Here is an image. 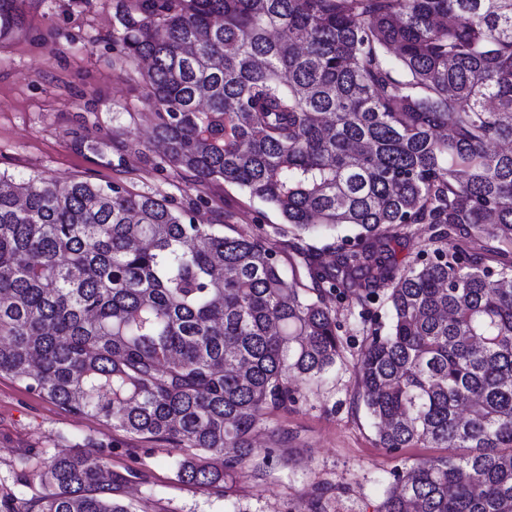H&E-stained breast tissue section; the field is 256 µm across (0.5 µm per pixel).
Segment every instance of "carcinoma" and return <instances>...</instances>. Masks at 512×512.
I'll return each mask as SVG.
<instances>
[{
  "mask_svg": "<svg viewBox=\"0 0 512 512\" xmlns=\"http://www.w3.org/2000/svg\"><path fill=\"white\" fill-rule=\"evenodd\" d=\"M26 0H0V41ZM124 54L168 161L351 234L288 284L261 236L120 183L0 175V373L77 414L198 454L177 478L228 498L295 382L341 356L335 297L384 299L356 403L380 447L448 454L393 475L379 512H512V0H122ZM448 130L443 135L441 131ZM411 224L431 247L398 273ZM128 472L55 456L20 510L133 512Z\"/></svg>",
  "mask_w": 512,
  "mask_h": 512,
  "instance_id": "1",
  "label": "carcinoma"
}]
</instances>
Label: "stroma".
I'll return each instance as SVG.
<instances>
[{"instance_id": "obj_1", "label": "stroma", "mask_w": 512, "mask_h": 512, "mask_svg": "<svg viewBox=\"0 0 512 512\" xmlns=\"http://www.w3.org/2000/svg\"><path fill=\"white\" fill-rule=\"evenodd\" d=\"M25 32L0 44V173L118 182L193 211L229 234L267 237L286 250L289 227L271 206L241 190L197 184L157 143L141 60L116 41L119 0H27ZM342 357L319 382L301 381L296 403L269 415L258 433L277 449L269 467L239 471L235 493L180 482L181 451L163 439L132 438L110 422L78 416L0 374V493L25 504L40 490L37 464L101 447L106 470L135 469L124 496L135 512H378L393 472L441 456L438 448L380 447L373 423L353 401V363L365 335L358 311L336 301Z\"/></svg>"}]
</instances>
